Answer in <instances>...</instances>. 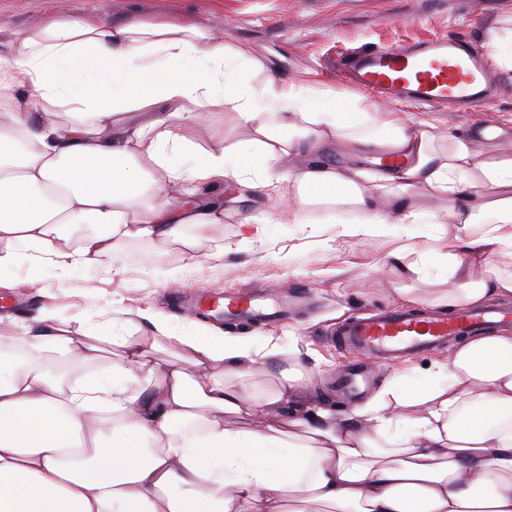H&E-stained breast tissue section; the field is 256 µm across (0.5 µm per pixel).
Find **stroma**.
Wrapping results in <instances>:
<instances>
[{
	"mask_svg": "<svg viewBox=\"0 0 512 512\" xmlns=\"http://www.w3.org/2000/svg\"><path fill=\"white\" fill-rule=\"evenodd\" d=\"M92 11L115 23L192 25L215 39L247 45L266 61L275 79L343 91L347 84L340 64L363 46L451 37L483 51L486 30L512 18V0H0V49L8 48L15 31L35 28L48 13L76 18ZM494 74L497 96L471 112L398 101L384 107L411 127L419 119L432 120L443 137L465 135L475 123L512 130V70L498 68ZM250 136L233 113L214 108L205 133L195 134L194 141L206 148L218 139L230 145ZM249 217L271 221L264 238L243 241L239 225ZM281 218L277 198L254 190L222 224L205 231L185 227V235L196 241L190 251L178 244L161 251L133 239L101 267L65 281H38L28 267H19L13 287L0 288V298L22 295L28 307L0 308V346L11 347L24 335L43 306L72 335L94 336L105 329L111 311L122 307L151 306L182 320L189 316L187 303L202 288L220 295L226 288L248 285L297 287L307 292L311 306L254 328L258 341L273 340L281 353L238 388L260 391L269 386L272 374L285 371L296 377V397L310 411L325 410L336 419L354 416L355 406L342 403L330 385L352 358L336 345L337 321L405 305L411 293L432 299L445 284L432 263L418 276L392 272L388 260L399 245L396 238L339 234L324 208H312L305 224H285ZM45 366L51 375L77 385L111 370L112 356L105 353L78 364L64 353L50 352Z\"/></svg>",
	"mask_w": 512,
	"mask_h": 512,
	"instance_id": "obj_1",
	"label": "stroma"
}]
</instances>
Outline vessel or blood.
Listing matches in <instances>:
<instances>
[{
    "mask_svg": "<svg viewBox=\"0 0 512 512\" xmlns=\"http://www.w3.org/2000/svg\"><path fill=\"white\" fill-rule=\"evenodd\" d=\"M348 67L358 86L385 100L399 97L419 104L445 105L449 109H474L494 93L480 54L464 40L439 38L407 47L368 49L349 58ZM287 290H228L223 300L199 292L194 307L230 321L275 319L287 307ZM512 328V308L459 307L450 315L392 308L350 320L336 329L346 349L382 360L412 358L440 351L459 338L490 335Z\"/></svg>",
    "mask_w": 512,
    "mask_h": 512,
    "instance_id": "obj_1",
    "label": "vessel or blood"
}]
</instances>
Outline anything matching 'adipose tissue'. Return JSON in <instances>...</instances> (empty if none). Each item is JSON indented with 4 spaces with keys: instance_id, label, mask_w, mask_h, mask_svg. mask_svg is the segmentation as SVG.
<instances>
[{
    "instance_id": "1",
    "label": "adipose tissue",
    "mask_w": 512,
    "mask_h": 512,
    "mask_svg": "<svg viewBox=\"0 0 512 512\" xmlns=\"http://www.w3.org/2000/svg\"><path fill=\"white\" fill-rule=\"evenodd\" d=\"M242 44L178 22L112 24L97 14L48 16L0 53V281L18 265L65 278L128 240L193 248L238 210L269 164L306 154L280 202L289 223L325 207L345 234L401 238L397 264L427 254L412 224H456L432 254L452 311L512 298V141L449 137L436 148L364 98L264 78ZM168 110L132 128L129 112ZM235 113L252 136L198 150L209 111ZM344 141L406 156L401 167L340 171L320 161ZM428 187L434 206L413 202ZM91 225L71 245L66 228ZM112 369L63 386L41 365L100 347L53 315L0 351V512H512V333L462 340L447 361L391 378L358 418L311 420L279 374L260 397L236 382L276 347L244 334L119 310L108 320ZM240 419L232 427L226 417Z\"/></svg>"
}]
</instances>
